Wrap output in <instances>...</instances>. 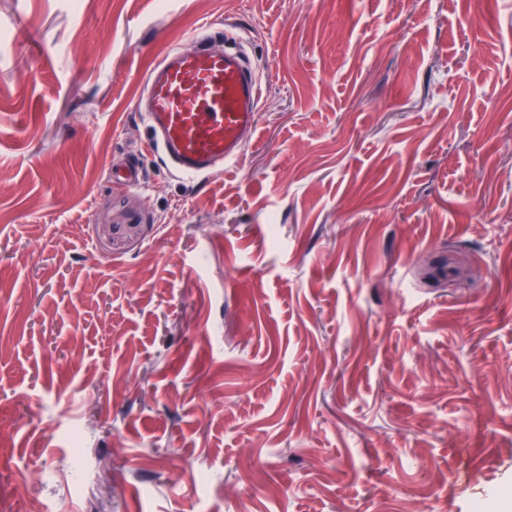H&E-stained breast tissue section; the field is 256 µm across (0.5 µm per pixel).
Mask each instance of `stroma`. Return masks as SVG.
I'll return each mask as SVG.
<instances>
[{
  "mask_svg": "<svg viewBox=\"0 0 512 512\" xmlns=\"http://www.w3.org/2000/svg\"><path fill=\"white\" fill-rule=\"evenodd\" d=\"M205 24L263 90L190 181L139 102ZM425 487L512 496V0H0V512Z\"/></svg>",
  "mask_w": 512,
  "mask_h": 512,
  "instance_id": "35a3bbf8",
  "label": "stroma"
}]
</instances>
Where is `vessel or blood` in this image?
Wrapping results in <instances>:
<instances>
[{"label":"vessel or blood","instance_id":"obj_1","mask_svg":"<svg viewBox=\"0 0 512 512\" xmlns=\"http://www.w3.org/2000/svg\"><path fill=\"white\" fill-rule=\"evenodd\" d=\"M261 94L242 47L168 51L148 72L140 102L149 148L184 178L235 163L256 131Z\"/></svg>","mask_w":512,"mask_h":512}]
</instances>
